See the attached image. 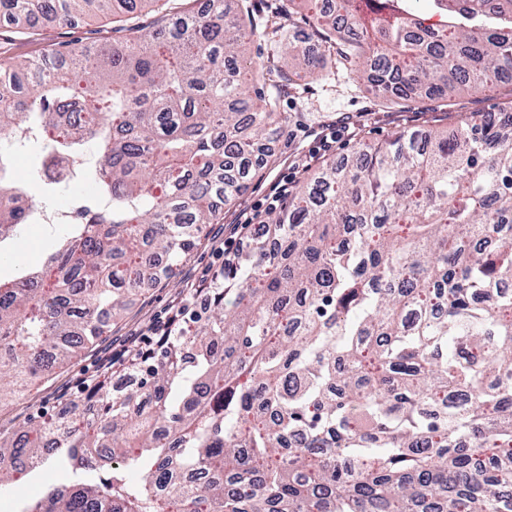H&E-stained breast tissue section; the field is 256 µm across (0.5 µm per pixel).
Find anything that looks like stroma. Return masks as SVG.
Segmentation results:
<instances>
[{"label":"stroma","mask_w":512,"mask_h":512,"mask_svg":"<svg viewBox=\"0 0 512 512\" xmlns=\"http://www.w3.org/2000/svg\"><path fill=\"white\" fill-rule=\"evenodd\" d=\"M271 2L247 0L246 7L256 27L244 46V59L255 66H273L278 62L281 44L287 42L296 49L292 83L277 90L264 83L257 86L263 95H277L278 111L287 118L284 135L272 146L275 163L264 168L247 192L225 209L216 223L207 225L201 244L183 256L172 279L141 289L124 316L112 323L78 359L52 376L36 380L31 392L23 398L0 407V431L7 433L29 420L43 419L54 413L63 401L81 397L84 379L95 378L103 363L121 359L150 324L167 320L174 301L188 288L210 283L216 273L222 272V249L230 224L262 199L282 173H293L295 181H303L308 174L305 163L313 142L326 129L341 125L350 129L349 135L339 139L328 153L327 158L332 161L352 155L359 143L384 141L403 127L431 126L451 135L457 122L470 113L497 115L512 108L511 85L479 91L459 90L445 98L385 95L369 82L364 67L348 70L339 67L334 50L325 44L306 9L293 10L279 37L266 36L258 22L269 14ZM122 35L119 23L108 15L81 19L70 26L41 17L25 34L0 29V60L19 62L40 56L52 42L103 47ZM92 196L87 167L77 162L67 190L45 183L36 198L47 207L69 210L86 204ZM55 241V235L42 225L29 224L20 236L0 242V251L9 256L8 261L0 263V279L39 266ZM73 479V474L55 461H47L22 483L0 492V512H15L19 502L37 499L47 486L66 484Z\"/></svg>","instance_id":"obj_1"}]
</instances>
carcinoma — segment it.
<instances>
[{"label":"carcinoma","mask_w":512,"mask_h":512,"mask_svg":"<svg viewBox=\"0 0 512 512\" xmlns=\"http://www.w3.org/2000/svg\"><path fill=\"white\" fill-rule=\"evenodd\" d=\"M139 2L167 0H0L19 31L96 9L129 32L0 66V132L30 129L45 160L97 149V203L43 267L0 282V406L169 277L274 161L256 149L284 120L271 98L255 109L251 87L293 81L294 51L274 69L243 63L246 0H208L151 35ZM401 2L367 17L360 0H279L263 28L276 36L308 7L344 33L338 61L370 65L399 98L512 85V0H433L448 17L436 26ZM4 171L0 149V242L36 210ZM508 282L512 113L451 137L404 127L299 184L153 347L0 433V492L56 458L79 480L17 512H512Z\"/></svg>","instance_id":"1"}]
</instances>
